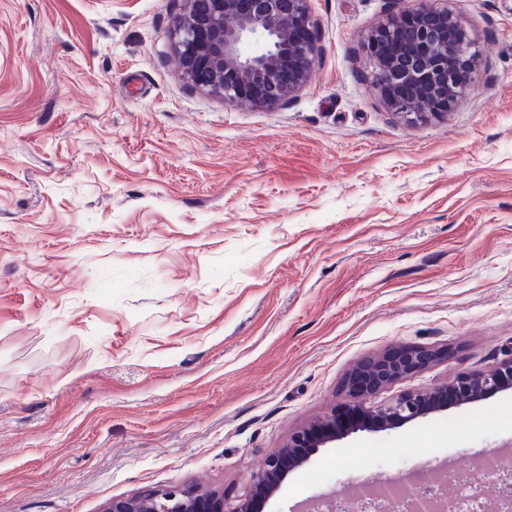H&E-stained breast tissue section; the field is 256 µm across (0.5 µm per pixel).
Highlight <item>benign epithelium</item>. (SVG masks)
Masks as SVG:
<instances>
[{
    "mask_svg": "<svg viewBox=\"0 0 512 512\" xmlns=\"http://www.w3.org/2000/svg\"><path fill=\"white\" fill-rule=\"evenodd\" d=\"M311 0H184L173 21L180 73L191 88L226 100L270 107L293 98L319 59V24ZM460 25L446 7L425 2L405 8L371 31L368 48L374 62L388 66L386 79L375 81L395 113L411 120L448 112L460 90L472 80V45L448 41V29ZM439 353L420 347L391 350L358 364L348 379L345 413L366 419L336 429L341 414L332 409L293 431L270 451L261 468L250 472L247 491L231 499L222 491L184 486L148 489L114 499L103 512H264L266 502L318 449L373 428L402 427L448 409V389L455 406L487 400L512 388V359L492 371L464 373L448 386L410 391L381 405L367 398L395 381L418 373Z\"/></svg>",
    "mask_w": 512,
    "mask_h": 512,
    "instance_id": "benign-epithelium-1",
    "label": "benign epithelium"
}]
</instances>
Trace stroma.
Masks as SVG:
<instances>
[{
  "label": "stroma",
  "instance_id": "stroma-1",
  "mask_svg": "<svg viewBox=\"0 0 512 512\" xmlns=\"http://www.w3.org/2000/svg\"><path fill=\"white\" fill-rule=\"evenodd\" d=\"M405 4L312 0L320 59L261 108L182 79L184 0H0V512L239 495L358 363L438 352L380 404L512 358V0H448L473 82L425 122L364 44ZM510 447L512 390L331 443L265 512Z\"/></svg>",
  "mask_w": 512,
  "mask_h": 512
}]
</instances>
